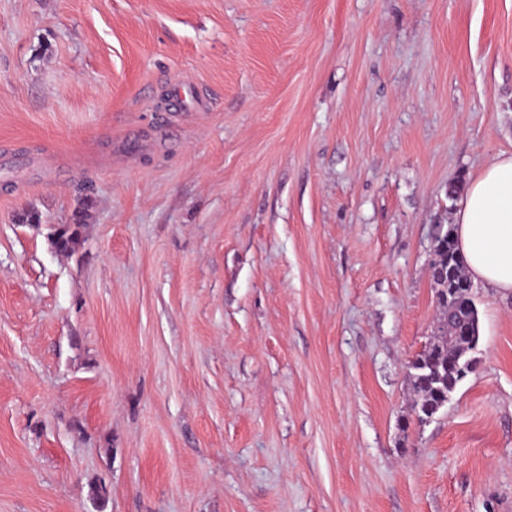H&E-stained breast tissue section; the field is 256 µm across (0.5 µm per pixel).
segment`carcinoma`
Masks as SVG:
<instances>
[{
  "label": "carcinoma",
  "mask_w": 512,
  "mask_h": 512,
  "mask_svg": "<svg viewBox=\"0 0 512 512\" xmlns=\"http://www.w3.org/2000/svg\"><path fill=\"white\" fill-rule=\"evenodd\" d=\"M83 219L84 213L79 210L74 223L56 228L53 241L58 250L75 249ZM434 254L432 277L441 318L433 343L407 365L408 378L419 397L414 413L420 424L426 423L456 392L464 380L459 361L473 358V345L480 341L473 284L452 232L438 237Z\"/></svg>",
  "instance_id": "1"
}]
</instances>
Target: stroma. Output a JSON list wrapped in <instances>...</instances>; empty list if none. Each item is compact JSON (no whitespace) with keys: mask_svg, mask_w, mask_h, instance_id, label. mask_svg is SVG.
<instances>
[{"mask_svg":"<svg viewBox=\"0 0 512 512\" xmlns=\"http://www.w3.org/2000/svg\"><path fill=\"white\" fill-rule=\"evenodd\" d=\"M502 153L512 0H0V512H512V292L406 369ZM84 213L78 210L74 217V224H62L53 233L56 248L62 252H72L80 241Z\"/></svg>","mask_w":512,"mask_h":512,"instance_id":"35a3bbf8","label":"stroma"}]
</instances>
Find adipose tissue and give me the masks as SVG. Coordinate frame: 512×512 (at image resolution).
I'll list each match as a JSON object with an SVG mask.
<instances>
[{
  "label": "adipose tissue",
  "mask_w": 512,
  "mask_h": 512,
  "mask_svg": "<svg viewBox=\"0 0 512 512\" xmlns=\"http://www.w3.org/2000/svg\"><path fill=\"white\" fill-rule=\"evenodd\" d=\"M454 222L474 280L512 292V155L495 157L472 178Z\"/></svg>",
  "instance_id": "adipose-tissue-1"
}]
</instances>
